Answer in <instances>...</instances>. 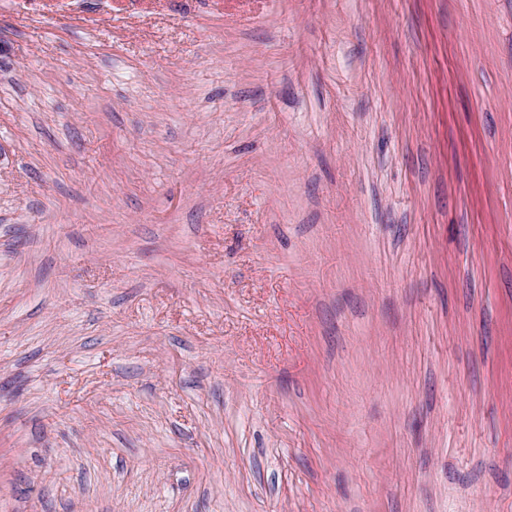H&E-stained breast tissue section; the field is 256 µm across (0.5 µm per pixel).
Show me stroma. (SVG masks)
Returning <instances> with one entry per match:
<instances>
[{
  "label": "stroma",
  "mask_w": 512,
  "mask_h": 512,
  "mask_svg": "<svg viewBox=\"0 0 512 512\" xmlns=\"http://www.w3.org/2000/svg\"><path fill=\"white\" fill-rule=\"evenodd\" d=\"M0 512H512V0H0Z\"/></svg>",
  "instance_id": "1"
}]
</instances>
